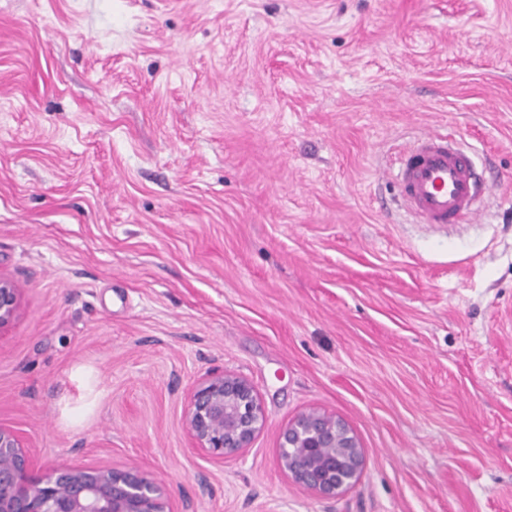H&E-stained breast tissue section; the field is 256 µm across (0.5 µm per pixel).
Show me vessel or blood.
<instances>
[{
	"label": "vessel or blood",
	"mask_w": 512,
	"mask_h": 512,
	"mask_svg": "<svg viewBox=\"0 0 512 512\" xmlns=\"http://www.w3.org/2000/svg\"><path fill=\"white\" fill-rule=\"evenodd\" d=\"M385 175L396 185L399 202L425 224L476 220V202L490 189L471 157L444 129L425 134Z\"/></svg>",
	"instance_id": "vessel-or-blood-1"
}]
</instances>
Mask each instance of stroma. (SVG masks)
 <instances>
[{"label": "stroma", "mask_w": 512, "mask_h": 512, "mask_svg": "<svg viewBox=\"0 0 512 512\" xmlns=\"http://www.w3.org/2000/svg\"><path fill=\"white\" fill-rule=\"evenodd\" d=\"M446 125L497 183L419 224L382 172ZM0 426L172 512H512V0H0ZM245 378L221 460L192 391ZM318 409L333 498L281 436ZM22 290L17 281L0 276V328L16 316ZM263 423V409L252 386L231 373L200 383L186 414L196 448L217 460L248 448ZM281 463L295 481L318 496L332 498L356 483L364 457L345 422L311 409L285 430Z\"/></svg>", "instance_id": "obj_1"}]
</instances>
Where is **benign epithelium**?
Returning <instances> with one entry per match:
<instances>
[{"instance_id":"obj_1","label":"benign epithelium","mask_w":512,"mask_h":512,"mask_svg":"<svg viewBox=\"0 0 512 512\" xmlns=\"http://www.w3.org/2000/svg\"><path fill=\"white\" fill-rule=\"evenodd\" d=\"M21 285L0 276V328L19 308ZM264 414L252 386L231 373L192 392L186 424L196 447L222 460L249 447ZM288 474L314 494L332 498L353 486L364 464L360 443L345 422L311 409L288 425L281 444ZM0 512H170L168 489L141 468L34 470L20 438L0 427Z\"/></svg>"}]
</instances>
